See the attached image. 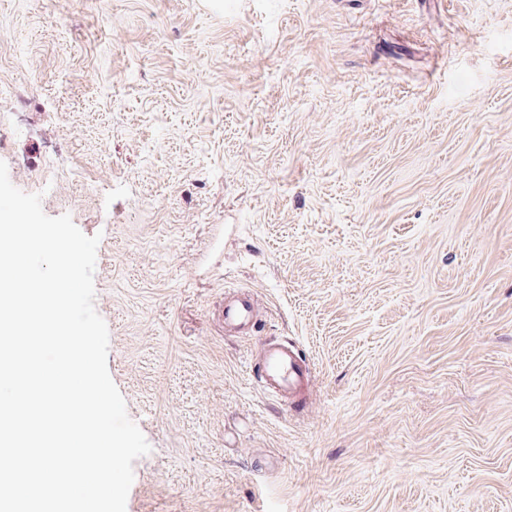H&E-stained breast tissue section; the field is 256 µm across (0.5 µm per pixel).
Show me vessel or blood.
Instances as JSON below:
<instances>
[{
    "label": "vessel or blood",
    "mask_w": 512,
    "mask_h": 512,
    "mask_svg": "<svg viewBox=\"0 0 512 512\" xmlns=\"http://www.w3.org/2000/svg\"><path fill=\"white\" fill-rule=\"evenodd\" d=\"M224 327L242 331L255 327L257 302L246 291L225 299ZM261 366V389L265 395L287 404L306 400L311 391V375L296 346L273 339L264 347Z\"/></svg>",
    "instance_id": "obj_1"
}]
</instances>
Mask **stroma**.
Here are the masks:
<instances>
[{
	"mask_svg": "<svg viewBox=\"0 0 512 512\" xmlns=\"http://www.w3.org/2000/svg\"><path fill=\"white\" fill-rule=\"evenodd\" d=\"M0 84L10 181L101 237L126 512H512V0H0ZM257 302L247 291H240L232 297L224 298V329L242 331L253 329L257 322ZM261 389L265 395L292 404L304 400L311 391V375L296 346L288 341L270 340L263 349Z\"/></svg>",
	"mask_w": 512,
	"mask_h": 512,
	"instance_id": "obj_1",
	"label": "stroma"
}]
</instances>
